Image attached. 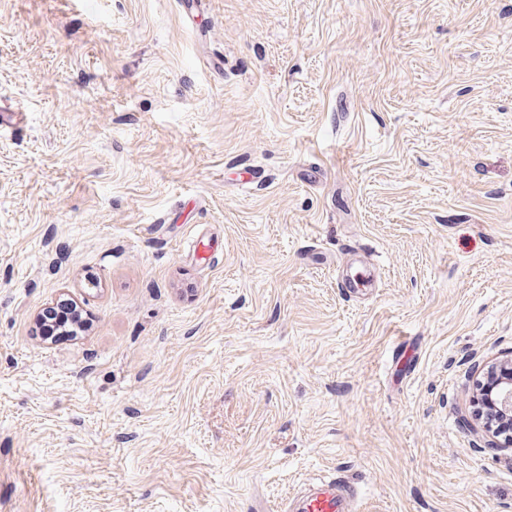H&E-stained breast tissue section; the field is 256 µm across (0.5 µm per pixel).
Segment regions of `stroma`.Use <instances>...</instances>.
I'll return each instance as SVG.
<instances>
[{
	"instance_id": "35a3bbf8",
	"label": "stroma",
	"mask_w": 512,
	"mask_h": 512,
	"mask_svg": "<svg viewBox=\"0 0 512 512\" xmlns=\"http://www.w3.org/2000/svg\"><path fill=\"white\" fill-rule=\"evenodd\" d=\"M198 10L0 0V512H512V0ZM71 301V300H70ZM72 302V301H71ZM74 304L73 302L72 303H69V304H61L60 306L57 305V310H59V315H60V318L58 320V317H51L52 319L50 320H54V319H57L56 321H54L53 323H50L51 325H47V324H44V327H46V332H44V336H47L46 339H50V341H56L57 339V336L59 335H62L63 334V331H60V332H56L57 330H59L61 327H65L68 323H70V320H71V317L74 315V313H77L78 314V318L76 320V323H77V329H71L68 333H72V334H77L78 331L81 332L84 330V323L82 321V315L81 313L78 312L77 310V305H72ZM57 322V325L55 324ZM508 375L502 379V383L491 393H487V403L500 414L512 418V358L507 360ZM362 491L358 483L336 477L318 479L311 487L289 491L276 509L263 502L257 512H355L360 510Z\"/></svg>"
}]
</instances>
